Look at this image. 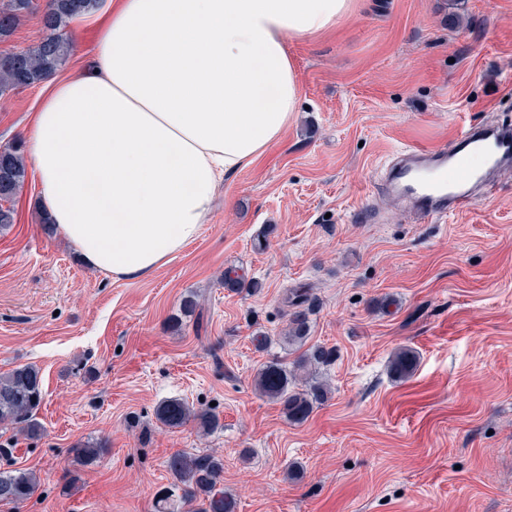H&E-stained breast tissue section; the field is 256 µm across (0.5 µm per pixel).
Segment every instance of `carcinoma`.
<instances>
[{
  "mask_svg": "<svg viewBox=\"0 0 512 512\" xmlns=\"http://www.w3.org/2000/svg\"><path fill=\"white\" fill-rule=\"evenodd\" d=\"M101 0H45L41 11L42 36L33 46L0 55V98L42 82L67 60L71 42L66 27L82 13L99 8ZM37 8L33 0H0V40L13 34L19 22ZM26 169L21 145L0 147V229L15 223V210L10 206L24 183ZM311 301L306 290L290 289L285 297L289 313L288 344L300 353L288 362H273L258 373L256 389L271 402L281 405L288 421L304 423L316 405L328 399L326 384L319 380V370L336 361V350L322 345L303 349L310 333L308 309ZM414 366L409 350L395 353L392 368L401 378L408 377ZM43 400V378L32 365H19L0 374V425H12L28 439L43 434L35 412ZM157 419L171 428L190 421L208 434L223 427L217 414L209 410H193L180 399L161 402ZM107 451L104 441L80 443L73 448L85 460L101 458ZM173 482L161 489L155 500V512H189L186 506L196 504L195 512H235L234 498L220 487L224 460L214 452L179 451L168 461ZM37 476L19 468H0V501L21 504L35 493Z\"/></svg>",
  "mask_w": 512,
  "mask_h": 512,
  "instance_id": "carcinoma-1",
  "label": "carcinoma"
}]
</instances>
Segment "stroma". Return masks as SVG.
<instances>
[{"instance_id": "1", "label": "stroma", "mask_w": 512, "mask_h": 512, "mask_svg": "<svg viewBox=\"0 0 512 512\" xmlns=\"http://www.w3.org/2000/svg\"><path fill=\"white\" fill-rule=\"evenodd\" d=\"M288 54L301 110L285 140L225 178L200 238L150 277L82 264L26 178L0 231V374L40 370L44 432L2 427L0 448L40 484L0 512H154L170 456L192 448L223 456L236 512H512V167L443 218L380 180L397 150L512 122V0H354ZM42 90L0 102V146L22 142ZM228 270L259 289L225 288ZM300 287L308 342L336 361L328 400L294 425L254 380L288 356L283 297ZM190 295L199 314L181 310ZM400 348L416 356L405 379ZM169 398L222 430L161 424ZM91 439L108 451L85 466L71 449Z\"/></svg>"}]
</instances>
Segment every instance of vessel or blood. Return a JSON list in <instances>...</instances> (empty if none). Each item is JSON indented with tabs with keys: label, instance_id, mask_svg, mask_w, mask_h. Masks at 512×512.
I'll list each match as a JSON object with an SVG mask.
<instances>
[{
	"label": "vessel or blood",
	"instance_id": "obj_1",
	"mask_svg": "<svg viewBox=\"0 0 512 512\" xmlns=\"http://www.w3.org/2000/svg\"><path fill=\"white\" fill-rule=\"evenodd\" d=\"M512 164V128L466 126L452 150L409 148L398 152L385 177L392 193L417 213L444 216L471 206L477 191H491L493 176Z\"/></svg>",
	"mask_w": 512,
	"mask_h": 512
}]
</instances>
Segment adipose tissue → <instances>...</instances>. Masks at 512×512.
<instances>
[{
    "label": "adipose tissue",
    "mask_w": 512,
    "mask_h": 512,
    "mask_svg": "<svg viewBox=\"0 0 512 512\" xmlns=\"http://www.w3.org/2000/svg\"><path fill=\"white\" fill-rule=\"evenodd\" d=\"M353 0H113L79 75L47 79L28 131L38 204L89 268L151 276L201 234L222 179L284 140L292 37Z\"/></svg>",
    "instance_id": "ef3b65f1"
}]
</instances>
